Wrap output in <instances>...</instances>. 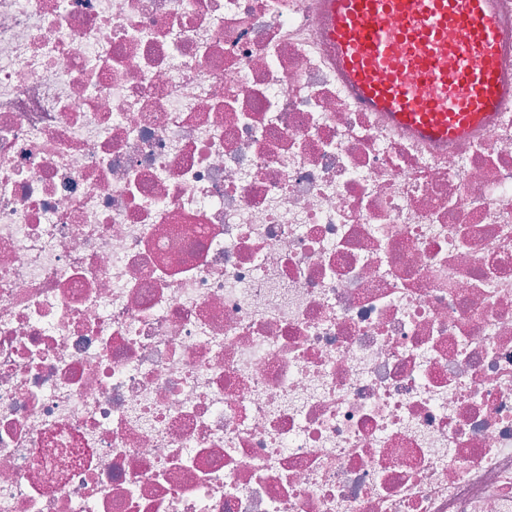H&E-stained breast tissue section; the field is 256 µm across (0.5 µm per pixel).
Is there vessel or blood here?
Listing matches in <instances>:
<instances>
[{"instance_id": "obj_1", "label": "vessel or blood", "mask_w": 512, "mask_h": 512, "mask_svg": "<svg viewBox=\"0 0 512 512\" xmlns=\"http://www.w3.org/2000/svg\"><path fill=\"white\" fill-rule=\"evenodd\" d=\"M327 39L347 90L432 141L465 137L512 97V32L493 0H325Z\"/></svg>"}]
</instances>
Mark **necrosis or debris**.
I'll list each match as a JSON object with an SVG mask.
<instances>
[{
	"mask_svg": "<svg viewBox=\"0 0 512 512\" xmlns=\"http://www.w3.org/2000/svg\"><path fill=\"white\" fill-rule=\"evenodd\" d=\"M322 0H0V512H512V99L445 146Z\"/></svg>",
	"mask_w": 512,
	"mask_h": 512,
	"instance_id": "4bbe7bcc",
	"label": "necrosis or debris"
}]
</instances>
